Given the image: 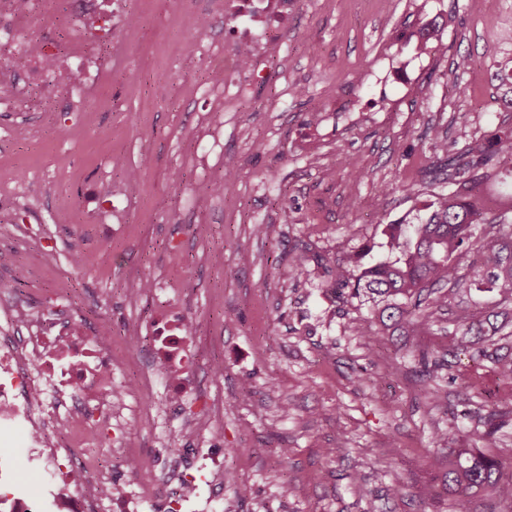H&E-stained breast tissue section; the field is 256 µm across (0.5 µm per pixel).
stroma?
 Instances as JSON below:
<instances>
[{"instance_id":"obj_1","label":"stroma","mask_w":512,"mask_h":512,"mask_svg":"<svg viewBox=\"0 0 512 512\" xmlns=\"http://www.w3.org/2000/svg\"><path fill=\"white\" fill-rule=\"evenodd\" d=\"M188 32L167 22L155 0L142 34L127 57L145 80L170 68L162 46L177 50ZM290 48L281 68L253 90V100L224 115V157L232 163V194L221 209L187 201L205 173L193 158L205 119L198 102L162 104L129 92L119 112H58L46 118L0 114V160L22 179L73 160L70 182L43 185L47 208L30 214L40 239L22 238L0 220V250L14 252L10 267L24 301L63 294L84 325L107 322L112 378L136 408L158 407L156 421L130 420L108 431L95 424L93 453L111 451L164 460L180 444L184 418L193 417L224 452V512H452L447 499L421 502L416 489L440 485L430 466L434 433L458 427V444L495 455L512 473V382L500 379L484 342L462 336L453 311L430 318L419 335L366 341L354 331L369 307L338 298L330 268L347 253H363L383 240L386 225L425 211L448 191L436 164L462 155L469 143L496 137L489 175L474 190L491 214L512 206V179L495 177L512 148V109L492 74L512 57V0H386L368 10L363 0H298ZM419 54L407 84L385 92L362 90L356 77L376 51ZM471 69L456 70L457 54ZM302 93L287 111L272 106L285 79ZM400 111H390L394 99ZM354 112L309 114L314 100ZM486 111L474 117L475 100ZM440 127L447 154L434 153L428 137ZM119 153L128 168H144L142 209L132 211L122 236L102 227L68 223L58 206L91 199L100 160ZM309 258L295 277L292 258ZM325 263L317 265L313 257ZM157 284L169 306L187 309L196 323L189 341L200 382L179 410L166 407L164 385L136 390L146 341L155 319L141 282ZM443 360L438 376L415 373V349ZM401 370H391L395 355ZM224 395V421L209 423V394ZM497 413L502 426L486 435L482 424ZM247 495H240V486Z\"/></svg>"}]
</instances>
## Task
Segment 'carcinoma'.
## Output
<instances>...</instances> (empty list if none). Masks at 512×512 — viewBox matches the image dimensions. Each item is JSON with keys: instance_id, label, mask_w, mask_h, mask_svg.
<instances>
[{"instance_id": "1", "label": "carcinoma", "mask_w": 512, "mask_h": 512, "mask_svg": "<svg viewBox=\"0 0 512 512\" xmlns=\"http://www.w3.org/2000/svg\"><path fill=\"white\" fill-rule=\"evenodd\" d=\"M484 151V146L472 144L467 150L471 160L455 168L454 188L437 196L425 214L389 225L370 262L355 259L353 268L336 270L332 287L339 296H370L371 314L357 325L359 333L373 339L391 327H426V312L447 308V285L471 302L458 316L462 335L499 333L491 315L479 318L472 312L487 294L512 305V211L490 215L472 200V183L478 177L474 159ZM472 252L481 259L461 269L459 259ZM436 443L441 452L435 464L444 469V480L439 488H420L421 499L449 495L453 512H471L475 496L512 500V479H500L501 463L494 455L458 448L449 436L436 437Z\"/></svg>"}]
</instances>
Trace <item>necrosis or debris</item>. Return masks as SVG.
Wrapping results in <instances>:
<instances>
[{
	"instance_id": "necrosis-or-debris-1",
	"label": "necrosis or debris",
	"mask_w": 512,
	"mask_h": 512,
	"mask_svg": "<svg viewBox=\"0 0 512 512\" xmlns=\"http://www.w3.org/2000/svg\"><path fill=\"white\" fill-rule=\"evenodd\" d=\"M153 0H0V112L28 111L39 100L44 111L64 104L69 112L111 108L103 88L112 79V64L125 58L138 40V18ZM224 14V41L187 42L182 63L204 64V83L191 80L160 84L158 94L203 100L209 123L204 147L195 156L208 168L224 157V114L248 98L267 72L270 57L286 54L288 28L297 0H215ZM39 20L43 35L28 31ZM120 155L105 156L99 184L102 202L66 203L76 224H99L123 232L124 216L138 204L139 171L124 181L112 179L122 167ZM10 279L0 277V512H141L151 495L147 480L154 465L138 456L121 458L130 481L112 484L111 471L78 446L75 435L99 415L115 420L109 396L112 364L93 349L78 315L63 298L32 308L13 299ZM195 327L192 317L171 308L153 325L150 368L167 383L171 400L179 402L192 380V360L183 348ZM51 474L42 497L12 492L22 455ZM192 477L181 458H173L165 477L178 489V512L205 503L207 512L224 509V459L211 455Z\"/></svg>"
}]
</instances>
